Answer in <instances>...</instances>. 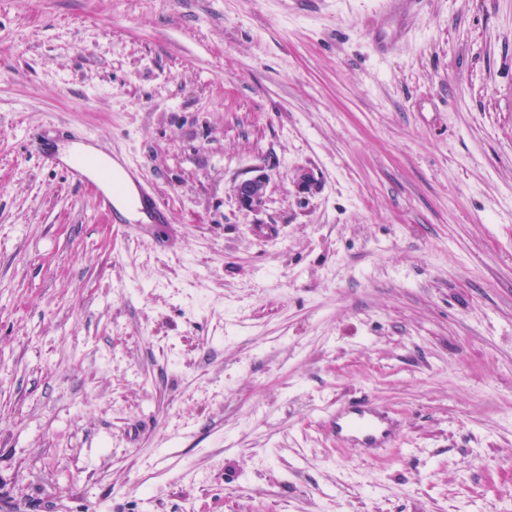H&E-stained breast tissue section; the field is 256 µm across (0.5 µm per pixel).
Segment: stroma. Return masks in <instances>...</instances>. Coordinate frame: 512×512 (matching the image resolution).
Returning a JSON list of instances; mask_svg holds the SVG:
<instances>
[{
	"mask_svg": "<svg viewBox=\"0 0 512 512\" xmlns=\"http://www.w3.org/2000/svg\"><path fill=\"white\" fill-rule=\"evenodd\" d=\"M384 8L0 0V512H512V0ZM360 394L393 445L328 431ZM102 155L112 158V169L98 155H86L75 152L70 158L57 153L38 151V157L43 165L59 170L67 179L84 185L98 178L107 185L98 193L99 206L112 215L116 224H167V207L158 194L148 183L145 170L138 164H132L122 156L112 153V150L101 147ZM116 164L122 171L116 172ZM112 170V172H111ZM129 182L136 187V193H129ZM134 209L145 215L144 219H129L125 211ZM267 186V176L258 174L244 180L236 186V196L240 205L246 210H255L264 201Z\"/></svg>",
	"mask_w": 512,
	"mask_h": 512,
	"instance_id": "obj_1",
	"label": "stroma"
}]
</instances>
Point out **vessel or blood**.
Segmentation results:
<instances>
[{
    "label": "vessel or blood",
    "instance_id": "b4317fda",
    "mask_svg": "<svg viewBox=\"0 0 512 512\" xmlns=\"http://www.w3.org/2000/svg\"><path fill=\"white\" fill-rule=\"evenodd\" d=\"M39 158L43 165L61 171L75 183L83 185L95 178L103 182L105 188L98 193V203L111 214L113 223H127L126 212L130 209L144 214L147 223H166L167 208L149 185L142 166L117 154L108 163L81 152L68 158L43 152ZM331 424L344 443L364 450L384 447L399 434L394 420L365 397L350 398L337 407Z\"/></svg>",
    "mask_w": 512,
    "mask_h": 512
}]
</instances>
